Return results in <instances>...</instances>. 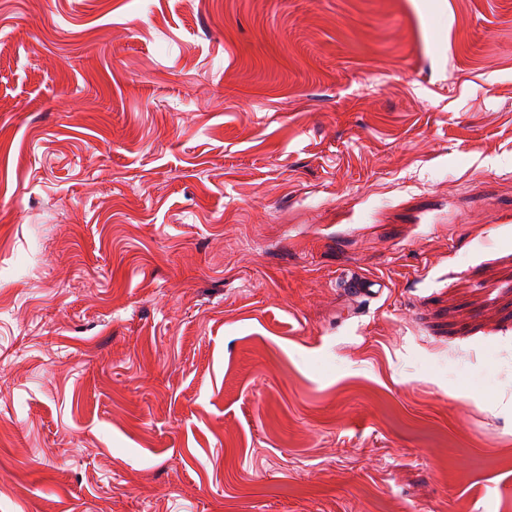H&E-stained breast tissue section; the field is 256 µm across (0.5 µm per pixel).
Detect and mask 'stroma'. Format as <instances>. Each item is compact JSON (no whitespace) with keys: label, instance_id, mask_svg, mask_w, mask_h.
<instances>
[{"label":"stroma","instance_id":"stroma-1","mask_svg":"<svg viewBox=\"0 0 512 512\" xmlns=\"http://www.w3.org/2000/svg\"><path fill=\"white\" fill-rule=\"evenodd\" d=\"M0 512H512V0H0Z\"/></svg>","mask_w":512,"mask_h":512}]
</instances>
